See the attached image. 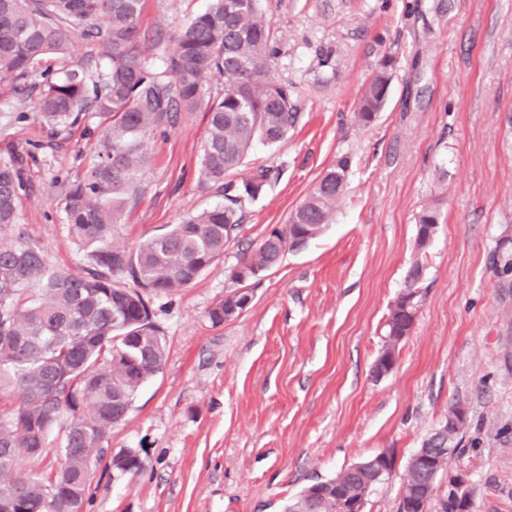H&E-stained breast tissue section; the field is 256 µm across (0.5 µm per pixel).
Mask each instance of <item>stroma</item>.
Instances as JSON below:
<instances>
[{"mask_svg":"<svg viewBox=\"0 0 512 512\" xmlns=\"http://www.w3.org/2000/svg\"><path fill=\"white\" fill-rule=\"evenodd\" d=\"M205 0H144L141 27L170 35ZM278 56L271 76L295 86L298 118L275 146L255 143L240 171L274 173L224 256L187 288L153 300L167 347L92 474L85 512H282L314 481L383 449L392 474L364 512H397L407 463L455 405L467 412L453 463L474 512H512V0H260ZM391 58L388 98L368 127L362 92ZM17 99L0 113V156L23 158L20 222L55 267L81 272L64 177L93 157L84 124L58 137ZM205 108L150 135L143 192L124 217L133 246L223 202L196 181ZM350 160L345 197L304 249L248 282L249 306L224 324L208 311L229 277L313 189ZM437 203L413 331L394 370L375 377L388 309L417 254L416 216ZM134 452L141 467L113 458Z\"/></svg>","mask_w":512,"mask_h":512,"instance_id":"35a3bbf8","label":"stroma"}]
</instances>
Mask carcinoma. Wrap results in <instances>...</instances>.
Here are the masks:
<instances>
[{
	"label": "carcinoma",
	"mask_w": 512,
	"mask_h": 512,
	"mask_svg": "<svg viewBox=\"0 0 512 512\" xmlns=\"http://www.w3.org/2000/svg\"><path fill=\"white\" fill-rule=\"evenodd\" d=\"M142 4L0 0V98L37 93L34 114L52 134L90 114L100 118L87 129L95 137L93 161L65 184L63 198L68 233L89 260L79 274L52 267L26 240L22 159L0 158V512H84L93 468L112 428L166 362L152 298L188 287L220 259L242 226L243 201L258 198L271 181V170L258 168L226 203L190 214L134 249L120 246L126 211L143 189L145 139L205 106L198 185L227 187L255 142H282L297 119L293 90L269 76L277 47L259 0H207L169 37L173 49L161 72L148 65L152 38L140 27ZM75 37L92 44L95 56L75 67L41 69L48 57L67 55ZM36 71L40 84L24 86ZM391 78L384 61L359 99L354 118L360 126L379 116ZM215 79L222 90L208 97ZM349 168L347 157L338 158L287 223L271 232L279 241L258 245L240 266L271 271L284 256V243L319 237L345 194ZM416 243L419 257L400 292L415 305L427 248ZM123 276L136 288L122 286ZM61 422L65 434L57 452L63 465L37 464ZM427 481L407 465L397 512H411L409 496ZM376 485L347 469L305 487L283 512H294L313 490L325 494L322 512H337L334 494L365 499Z\"/></svg>",
	"instance_id": "obj_1"
}]
</instances>
